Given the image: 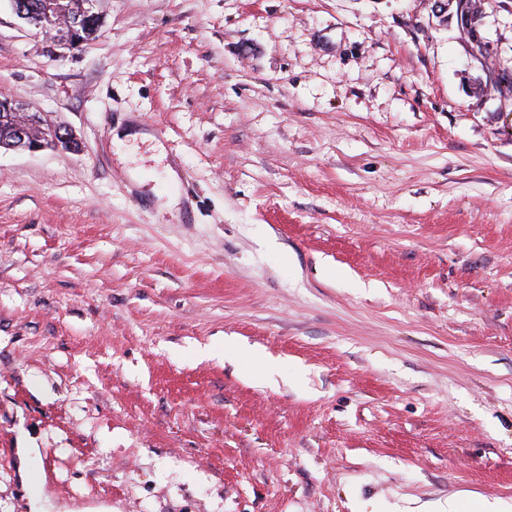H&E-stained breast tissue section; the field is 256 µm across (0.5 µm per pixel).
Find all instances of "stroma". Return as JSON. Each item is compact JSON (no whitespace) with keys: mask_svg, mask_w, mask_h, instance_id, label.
Wrapping results in <instances>:
<instances>
[{"mask_svg":"<svg viewBox=\"0 0 512 512\" xmlns=\"http://www.w3.org/2000/svg\"><path fill=\"white\" fill-rule=\"evenodd\" d=\"M97 3L0 0L81 146L0 152V512L21 447L49 512L512 503V0ZM16 16L24 23L33 26L54 46L76 49L86 42L84 36L98 28L99 13L92 8L71 12L61 0H8ZM224 343L225 346H227V348L234 353V355L251 358L250 361L252 363L260 366L263 371L267 370L268 374H273L276 371L274 361L265 354L259 351L251 350L231 338H224Z\"/></svg>","mask_w":512,"mask_h":512,"instance_id":"stroma-1","label":"stroma"}]
</instances>
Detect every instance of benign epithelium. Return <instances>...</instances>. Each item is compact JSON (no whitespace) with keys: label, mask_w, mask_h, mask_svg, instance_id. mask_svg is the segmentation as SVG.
Returning a JSON list of instances; mask_svg holds the SVG:
<instances>
[{"label":"benign epithelium","mask_w":512,"mask_h":512,"mask_svg":"<svg viewBox=\"0 0 512 512\" xmlns=\"http://www.w3.org/2000/svg\"><path fill=\"white\" fill-rule=\"evenodd\" d=\"M13 12L24 23L33 26L53 45L76 49L85 42V36L98 28L99 13L90 8L72 12L61 0H9ZM457 4V12L463 29L473 38L477 37L472 26L473 13L467 0H436L439 12H447L448 4ZM46 123L42 113L32 110L7 96H0V125L7 129V139L0 140V149L36 152L46 148L77 147L72 133L59 125L51 124L50 135L35 138L31 128Z\"/></svg>","instance_id":"obj_1"}]
</instances>
